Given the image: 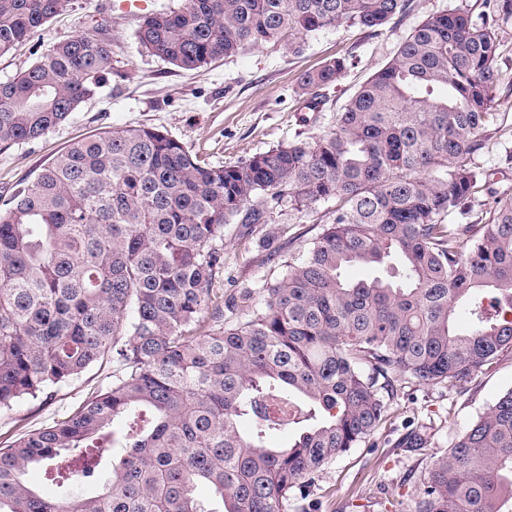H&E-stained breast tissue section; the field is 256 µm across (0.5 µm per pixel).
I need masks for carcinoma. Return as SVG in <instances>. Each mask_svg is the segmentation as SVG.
<instances>
[{"mask_svg":"<svg viewBox=\"0 0 512 512\" xmlns=\"http://www.w3.org/2000/svg\"><path fill=\"white\" fill-rule=\"evenodd\" d=\"M491 2L477 20L457 7L424 19L323 134L224 166L156 128L103 131L0 196V411L112 362L105 390L0 447V512H288L379 427L382 387L454 385L512 348V195L477 161L502 120L495 25L512 16V0ZM69 5L0 0V56ZM407 6L183 0L146 15L137 41L193 71L267 41L295 52L340 24L376 36ZM348 66L300 75L307 109ZM110 73L104 39L51 44L0 82V144L44 136ZM285 199L299 212L330 204L331 221L281 278L224 298V228L260 234ZM356 264L384 274L345 280ZM271 401L291 409L287 423L267 416ZM36 466L60 493L27 481ZM75 476L94 493L69 489ZM510 500L512 389L431 457L413 512H503Z\"/></svg>","mask_w":512,"mask_h":512,"instance_id":"carcinoma-1","label":"carcinoma"}]
</instances>
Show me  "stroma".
Here are the masks:
<instances>
[{"mask_svg": "<svg viewBox=\"0 0 512 512\" xmlns=\"http://www.w3.org/2000/svg\"><path fill=\"white\" fill-rule=\"evenodd\" d=\"M459 4L476 15L484 11V0H410L407 12L377 36L339 25L307 38L294 54L268 42L184 71L141 51L136 39L141 15L114 11L108 0H71L66 12L0 56V81L29 68L53 42L80 34L110 41L114 74L64 123L37 140L0 150V195H10L73 140L104 130L153 127L212 165L237 164L299 133L321 134L333 126L357 88L393 58L415 26ZM495 32L500 80L492 109L504 114L505 122L491 134L479 161L491 174L492 188L512 192V18L499 21ZM344 56L352 57V65L324 91L316 111L306 109L305 97L296 91L299 75ZM274 218L266 230L275 236V254L255 239L239 237L236 226L225 228L224 270L219 275L225 293L258 288L281 277L284 261L304 253L321 231L315 213L297 212L285 202ZM111 382L112 364L107 361L39 398L21 399L0 412V446L71 413ZM510 389L512 349L454 386L395 382L386 422L325 468L310 489L309 512H411L431 455L447 451ZM415 431L426 435V448L406 447Z\"/></svg>", "mask_w": 512, "mask_h": 512, "instance_id": "1", "label": "stroma"}]
</instances>
